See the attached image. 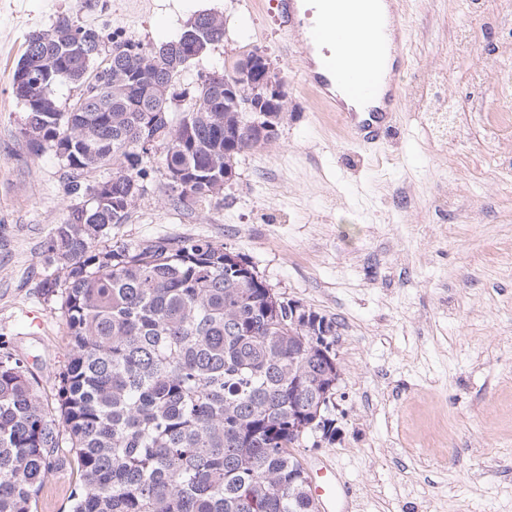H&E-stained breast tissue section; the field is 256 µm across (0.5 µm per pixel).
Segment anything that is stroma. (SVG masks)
<instances>
[{
  "instance_id": "1",
  "label": "stroma",
  "mask_w": 512,
  "mask_h": 512,
  "mask_svg": "<svg viewBox=\"0 0 512 512\" xmlns=\"http://www.w3.org/2000/svg\"><path fill=\"white\" fill-rule=\"evenodd\" d=\"M270 0H204L224 40L180 78L219 70L242 43L280 70L288 112L272 140L239 157L221 202L174 205L165 171L115 241L206 239L254 266L274 292L336 320L341 376L334 444L301 448L302 463L333 461L351 512H512V128L494 109L512 74H486L472 97L477 57L456 51L467 33L512 63V0H406L409 64L395 131L365 149L305 86ZM181 0H0V357L23 361L56 407L70 338L44 244L70 202L53 152L31 155L19 135L24 106L10 89L29 34L59 14L111 44L113 32L159 47L189 18ZM448 72L458 100L455 136L442 141L410 96L428 71ZM80 482L73 459L39 490L36 512H69Z\"/></svg>"
}]
</instances>
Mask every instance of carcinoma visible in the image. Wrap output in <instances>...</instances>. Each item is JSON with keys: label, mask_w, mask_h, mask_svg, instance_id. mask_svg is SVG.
Segmentation results:
<instances>
[{"label": "carcinoma", "mask_w": 512, "mask_h": 512, "mask_svg": "<svg viewBox=\"0 0 512 512\" xmlns=\"http://www.w3.org/2000/svg\"><path fill=\"white\" fill-rule=\"evenodd\" d=\"M195 23L207 46L224 41L223 17ZM50 32L28 36L15 72H31L32 99L79 89L65 111L23 101L38 137L19 128L30 154L50 150L69 173L72 203L45 243L56 269L41 291L61 300L71 353L54 411L23 362L0 358V512H33L63 446L82 476L70 512H309L295 449L336 441V353L319 348L327 331L336 343V321L273 292L222 244L110 243L147 194L148 138L162 147L171 201L224 200V174L263 144L243 111L252 90L207 72L187 95L184 30L152 49L120 37L109 51L76 14ZM156 79L189 102L161 108ZM99 168L112 176L87 182Z\"/></svg>", "instance_id": "cac0c4a2"}]
</instances>
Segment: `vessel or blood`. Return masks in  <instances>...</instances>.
<instances>
[{
	"instance_id": "vessel-or-blood-1",
	"label": "vessel or blood",
	"mask_w": 512,
	"mask_h": 512,
	"mask_svg": "<svg viewBox=\"0 0 512 512\" xmlns=\"http://www.w3.org/2000/svg\"><path fill=\"white\" fill-rule=\"evenodd\" d=\"M321 18L306 23L310 11L306 0H277L279 15L289 30L300 32L297 55L302 62L300 77L322 98L332 96L333 88L355 101L368 102L369 108L356 112L341 108L345 129L366 143L390 136V120L400 111L402 92L397 77L406 63L408 35L398 22L396 0H386L389 7L391 39L372 36L368 45L369 61L359 60L350 51V16H336L331 6L335 0H318ZM311 496L317 512H335L338 500L345 498L335 465L328 460L317 463L311 473Z\"/></svg>"
}]
</instances>
